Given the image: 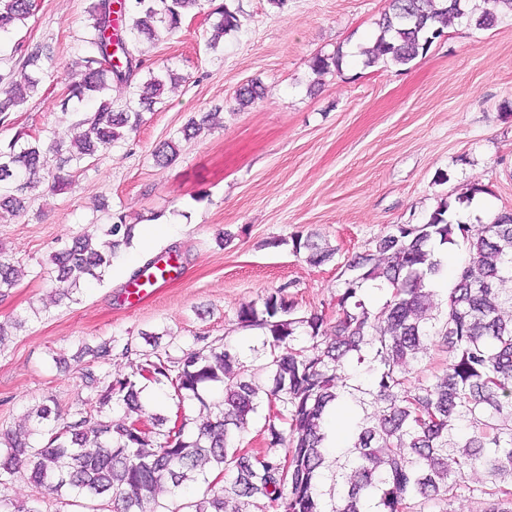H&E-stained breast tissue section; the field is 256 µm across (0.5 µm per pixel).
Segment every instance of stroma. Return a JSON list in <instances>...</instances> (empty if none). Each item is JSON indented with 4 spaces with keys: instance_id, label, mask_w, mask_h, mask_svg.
Instances as JSON below:
<instances>
[{
    "instance_id": "obj_1",
    "label": "stroma",
    "mask_w": 512,
    "mask_h": 512,
    "mask_svg": "<svg viewBox=\"0 0 512 512\" xmlns=\"http://www.w3.org/2000/svg\"><path fill=\"white\" fill-rule=\"evenodd\" d=\"M92 0H35L25 26L0 39V74L17 65V46L40 43L55 64L37 94L6 123L17 130L67 129L62 111ZM241 20L218 50L206 47L213 0H200L174 36L141 46L144 67L173 69L178 85L144 112L137 131L99 153L63 192L39 186L28 210L0 219V249L21 266L0 297V431L25 428L28 412L52 397L62 416L95 413L99 382L130 374L144 355L178 356L195 337L229 342L243 361L265 362L263 333L239 324L238 309L277 288L295 316L336 320V292L355 255L392 224H421L441 202L483 186L486 215L512 209V14L493 27L448 26L406 65L368 67L376 22L388 0H223ZM343 53L341 70L313 74L319 55ZM263 94L239 108L237 90ZM207 112L216 124L182 137ZM178 137L179 155L157 163L154 148ZM133 224L98 280L68 292L53 253L72 237H102L112 214ZM302 235L336 248L320 266L295 254ZM174 269L140 296L135 273L154 258ZM113 338L129 356L95 362L90 347Z\"/></svg>"
}]
</instances>
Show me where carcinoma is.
<instances>
[{"mask_svg":"<svg viewBox=\"0 0 512 512\" xmlns=\"http://www.w3.org/2000/svg\"><path fill=\"white\" fill-rule=\"evenodd\" d=\"M198 2L93 0L75 61L81 78L67 86L61 107L65 112L86 100L97 107L70 130H48L45 142L20 130L0 144L1 219L27 210L40 173L63 191L100 152L140 127L142 109H151L167 83L179 79L171 70L151 71L136 83L143 69L140 42L176 34ZM469 2L389 0L374 47L362 52L364 64L406 65L426 53L449 22L474 17L488 28L497 8L512 12V0H482L487 7L481 10ZM33 10L34 0H0V35L25 23ZM214 14L211 50L241 26L224 6ZM19 51L18 67L0 76L9 86L0 91L1 115L38 91L52 60L42 44ZM342 59L340 53L317 56L312 70L320 75ZM115 85L131 89L121 105L112 101ZM259 96L252 82L238 89L236 100L244 108ZM177 155L173 139L154 150L160 161ZM450 208L442 203L423 224L390 225L373 240L374 250L348 264L331 336L316 313L292 317L283 287L240 307L239 323L264 332L271 388L247 369L238 347L198 336L177 357L157 353L133 374L113 378L98 394L94 418L79 413L62 422L45 398L34 418L53 424L39 432L42 439L32 440L30 430L4 433L0 482L23 469L37 488L113 502L117 512H181L160 495L199 480L207 488L192 504L194 512H452L449 506L463 494L481 512H512V210L495 214L473 237L471 225L450 220ZM132 231L119 214L99 245L89 233L72 238L52 256L57 279L73 287L101 279ZM461 240L469 245V261L442 299L431 288L445 269L437 249ZM292 243L313 265L336 254L310 237ZM18 284L16 265L0 253V295ZM373 285L389 295L377 310L365 300ZM432 347L442 355L437 370L411 379L407 365L421 363ZM113 349L111 338L90 352L107 365ZM146 381L169 384L178 402L199 404L206 420L195 424L178 415L177 428L136 429L147 414ZM345 400L362 417L329 468V416ZM115 404L124 411L118 421L108 415ZM263 408L266 447L247 448L245 436ZM479 467L487 478L470 480Z\"/></svg>","mask_w":512,"mask_h":512,"instance_id":"1","label":"carcinoma"}]
</instances>
